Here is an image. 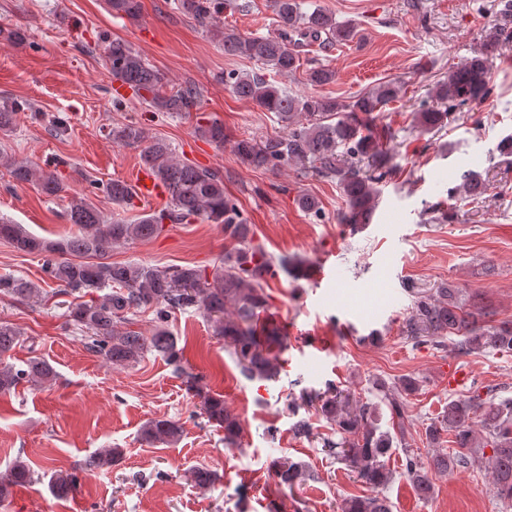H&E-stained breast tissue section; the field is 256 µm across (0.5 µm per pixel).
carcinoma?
I'll return each mask as SVG.
<instances>
[{
	"instance_id": "obj_1",
	"label": "carcinoma",
	"mask_w": 512,
	"mask_h": 512,
	"mask_svg": "<svg viewBox=\"0 0 512 512\" xmlns=\"http://www.w3.org/2000/svg\"><path fill=\"white\" fill-rule=\"evenodd\" d=\"M112 14L135 20L141 13V0H107ZM277 23L273 36H241L224 31L217 24L224 12L241 10L239 0H173V8L211 26L213 36L224 45V53L260 63L276 74L288 76L300 67L299 46L327 43L343 44L352 40L356 28L351 22H338L326 11L303 8L302 0H270ZM512 43L507 28L488 32L480 49L460 67L448 71V77L436 82L432 98L435 105L414 113L413 122L423 131L441 129L454 114L486 99L491 92L490 62ZM104 60L112 80L121 82L132 97L157 112L188 117L198 110L200 93L192 86L168 87L164 74L150 66L131 46L120 40H103ZM306 84L320 87L336 80V71L324 64L305 70ZM232 92L283 123L284 131L275 136L237 141L235 149L242 163L255 169L278 172L295 167L325 180L336 181L346 198L341 224L370 222L378 184L388 183L400 174L381 148L389 129L376 123L401 94L402 85L395 80L383 81L349 103L334 97L291 92L258 71L228 75ZM197 131L208 141L224 144V126L207 122ZM107 137L141 147L142 165L149 167L168 194L167 206L143 214L133 222L108 220L86 194L70 196L66 217L76 232L51 240L24 231L20 225L0 220V239L15 251L43 257L42 271L56 285L54 294L72 298L66 312V324L85 333L87 349L115 365L134 366L145 353L155 352L179 371L183 370V349L168 328L169 318L177 311L194 308L210 322L213 335L224 339L237 358L240 373L248 380L275 378L279 360L275 350L282 347L283 333L275 323L262 330L255 319L269 305L267 279L277 272L299 269L300 263L288 257L274 259L262 244L255 242L251 225L237 204L224 194V177L216 169L201 168L173 156L170 144L151 136L136 123L110 129ZM0 166L16 184H35L48 197H58L66 186L51 171L15 158H0ZM460 190L475 197L487 191V184L472 173L462 174ZM102 192L119 206L132 204V187L120 179L102 185ZM202 220L218 224L224 230L229 247L212 272L187 265L158 269L137 263L110 261L112 248L158 236L165 222L190 224ZM97 296L87 300L90 293ZM48 292L31 280L0 275V298L40 306ZM411 313L402 326L405 338L414 345L436 350L451 349L467 355L475 350L512 351V323L479 326L475 314L464 310L459 291L443 285L430 290L410 289ZM150 310L154 328L146 336L133 328L134 316ZM23 341L21 330L0 321V394H9L23 382L46 386L57 378L55 368L46 360L33 358L26 368L17 369L1 361ZM419 389L415 377H405L395 385L381 382L377 386L379 402L363 401L344 393L329 383L322 392L307 397L316 413L330 426L332 433L322 438L323 451L344 460L354 468L357 482L371 488L385 487L392 473L386 458L393 445L403 439L381 430L379 405H386L391 419H404L407 397ZM202 415L208 422L224 429V444L234 446L243 431L241 420L230 413L221 396L203 397ZM452 431L458 448L436 453L433 468L451 473L466 467L470 457L465 449L474 445L477 432L484 433V445L491 447L489 468L497 495L512 501V397L497 395L486 387L484 401L453 399L448 408L425 428L427 444L437 448L443 433ZM183 434L182 425L173 419L155 418L142 427V438L149 443H174ZM121 455L119 448H100L67 469L51 471V493L66 499L80 487V474L112 466ZM403 477L426 494L432 487L428 470L417 456L401 459ZM279 486L293 489L303 477L297 464H275ZM194 483L207 489L215 485L217 475L206 469L192 471ZM34 481L31 465L18 456L6 474L0 476V503L9 500L14 490ZM342 512H391L384 496H353Z\"/></svg>"
}]
</instances>
